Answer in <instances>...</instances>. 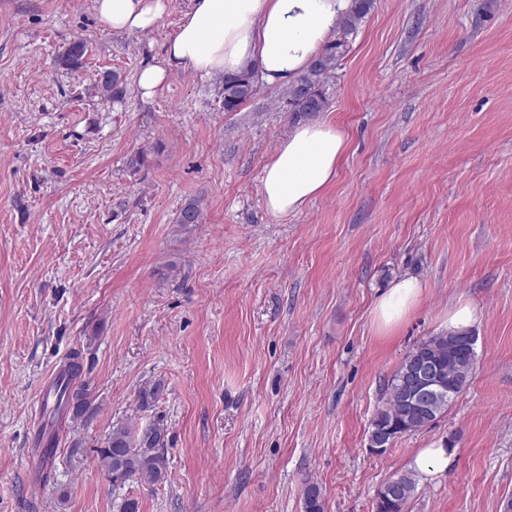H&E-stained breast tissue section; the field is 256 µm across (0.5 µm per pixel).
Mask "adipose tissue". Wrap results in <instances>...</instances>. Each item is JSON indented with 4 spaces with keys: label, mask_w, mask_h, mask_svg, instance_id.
Listing matches in <instances>:
<instances>
[{
    "label": "adipose tissue",
    "mask_w": 512,
    "mask_h": 512,
    "mask_svg": "<svg viewBox=\"0 0 512 512\" xmlns=\"http://www.w3.org/2000/svg\"><path fill=\"white\" fill-rule=\"evenodd\" d=\"M94 4L102 28L131 33L155 28L168 9V0ZM353 6V0H189L163 56L140 71L137 88L151 98L182 70L211 78L247 69L269 87H288L307 72ZM346 148L345 132L327 121L295 126L263 168L260 191L267 211L276 217L301 212L335 181ZM424 293L418 278L392 280L373 303L376 329L399 328ZM456 458V448L439 439L417 449L409 467L424 484L445 475Z\"/></svg>",
    "instance_id": "ef3b65f1"
}]
</instances>
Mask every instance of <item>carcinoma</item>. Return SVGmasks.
Returning a JSON list of instances; mask_svg holds the SVG:
<instances>
[{"label":"carcinoma","instance_id":"obj_1","mask_svg":"<svg viewBox=\"0 0 512 512\" xmlns=\"http://www.w3.org/2000/svg\"><path fill=\"white\" fill-rule=\"evenodd\" d=\"M358 7L344 17L330 43L314 60L310 69L292 84L282 95L288 103V111L295 121L308 119L327 107L323 89L327 77L336 69L339 58L373 6V0H357ZM88 50L84 38L73 40L61 57V64L70 70L82 67ZM256 73L245 71L223 78L222 106L226 112H235L254 94ZM96 87L106 99L117 98L123 93L120 75L112 70L97 78ZM204 221L203 199L193 198L180 209L176 223L189 229ZM457 333L440 332L415 344L402 358L385 384L384 401L371 420L369 440L386 434L402 437L432 425L467 387L477 363L475 350L454 347ZM426 353L439 367L441 384L423 406H415L406 387L412 357L416 352ZM83 366L78 356L62 369L53 384L54 408L50 411L45 426L49 427V440L55 441L63 421L83 417L92 408L93 393L88 380L82 378ZM167 428L160 422L141 432H134L126 425H116L100 449V457L112 484L121 485L130 480L154 484L161 480L166 461L159 449L166 447ZM417 482L409 472L389 478L383 483L375 497V512H406L414 497ZM304 512H324V503L319 487L310 483L304 490Z\"/></svg>","mask_w":512,"mask_h":512}]
</instances>
